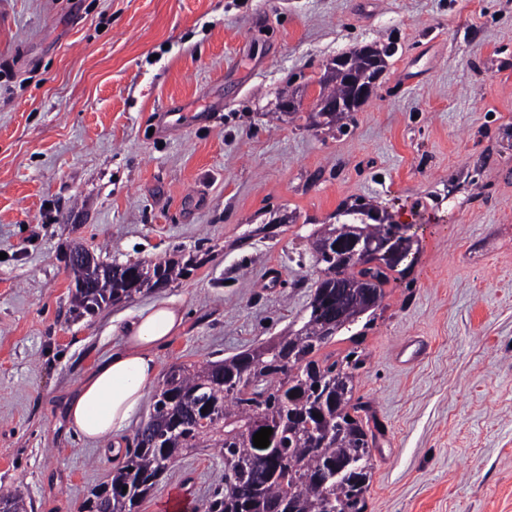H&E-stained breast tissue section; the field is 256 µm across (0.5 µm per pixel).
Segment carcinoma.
Wrapping results in <instances>:
<instances>
[{"label": "carcinoma", "mask_w": 512, "mask_h": 512, "mask_svg": "<svg viewBox=\"0 0 512 512\" xmlns=\"http://www.w3.org/2000/svg\"><path fill=\"white\" fill-rule=\"evenodd\" d=\"M319 85L326 104L350 94L344 77L325 73ZM339 215L347 221L328 225L312 243L320 278L302 326L224 360L171 368L133 447L110 479L89 490L81 512H140L160 476L197 448H215L224 459V484L210 492L205 512H365L372 448L382 431L370 426L368 406L353 402L363 360L355 351L333 361L318 352L362 315L374 314L396 265L343 266L323 246L354 232L379 240L393 221L366 202ZM196 266L173 259L103 265L93 278L72 263L74 307L93 315ZM263 427L273 429L270 444L257 448L253 436ZM8 498L9 512H32L22 490Z\"/></svg>", "instance_id": "carcinoma-1"}]
</instances>
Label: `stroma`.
I'll use <instances>...</instances> for the list:
<instances>
[{
  "instance_id": "obj_1",
  "label": "stroma",
  "mask_w": 512,
  "mask_h": 512,
  "mask_svg": "<svg viewBox=\"0 0 512 512\" xmlns=\"http://www.w3.org/2000/svg\"><path fill=\"white\" fill-rule=\"evenodd\" d=\"M367 44L390 49L371 96L317 124L326 63ZM358 200L415 251L321 350L362 355L384 430L366 512H512V0H0V494L79 512L153 403L115 439L67 424L117 325L181 306L162 375L298 329L311 241ZM76 248L198 266L81 316ZM223 477L197 449L141 512Z\"/></svg>"
}]
</instances>
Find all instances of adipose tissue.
<instances>
[{"label":"adipose tissue","mask_w":512,"mask_h":512,"mask_svg":"<svg viewBox=\"0 0 512 512\" xmlns=\"http://www.w3.org/2000/svg\"><path fill=\"white\" fill-rule=\"evenodd\" d=\"M183 321L181 309L162 302L120 327V345L98 362L68 403L69 427L92 441L123 429L156 380L157 348L179 332Z\"/></svg>","instance_id":"1"}]
</instances>
